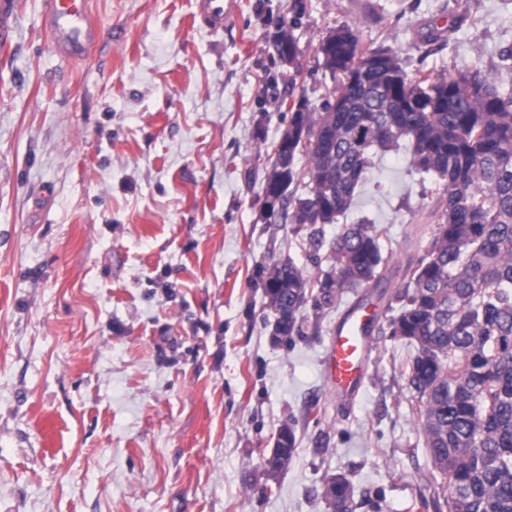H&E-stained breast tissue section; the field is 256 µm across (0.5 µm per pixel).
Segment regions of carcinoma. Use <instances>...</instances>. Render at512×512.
Masks as SVG:
<instances>
[{"label":"carcinoma","instance_id":"1","mask_svg":"<svg viewBox=\"0 0 512 512\" xmlns=\"http://www.w3.org/2000/svg\"><path fill=\"white\" fill-rule=\"evenodd\" d=\"M279 56H295L288 24L276 39ZM339 86L320 106L303 96L289 106L288 129L274 149L264 189L283 193V220L309 229L322 247V225L347 217L374 155L405 146L412 167L442 186L433 239L403 272L405 291L391 335L416 355L406 368L416 418L446 487L436 512H512V89L502 90L477 67L408 74L389 48L364 50L356 32L337 27L317 49ZM380 59L361 74L357 60ZM318 145H300L303 131ZM308 160L296 168L297 155ZM308 177L311 191L293 185ZM382 229L363 218L344 226L316 279L293 261L263 267L272 335L286 342L303 332L309 301L329 305L347 288L379 281ZM318 294H313V290ZM288 468L295 429L283 424ZM333 512H352L350 481L336 474Z\"/></svg>","mask_w":512,"mask_h":512}]
</instances>
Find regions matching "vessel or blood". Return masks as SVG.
<instances>
[{
  "label": "vessel or blood",
  "instance_id": "1",
  "mask_svg": "<svg viewBox=\"0 0 512 512\" xmlns=\"http://www.w3.org/2000/svg\"><path fill=\"white\" fill-rule=\"evenodd\" d=\"M197 14L213 30L224 26V0H198ZM42 26L60 57L72 61L86 57L100 42L101 29L93 19L88 0H45ZM367 307L350 311L337 323L324 359L328 388L340 398L355 397L362 386L370 353L366 328Z\"/></svg>",
  "mask_w": 512,
  "mask_h": 512
}]
</instances>
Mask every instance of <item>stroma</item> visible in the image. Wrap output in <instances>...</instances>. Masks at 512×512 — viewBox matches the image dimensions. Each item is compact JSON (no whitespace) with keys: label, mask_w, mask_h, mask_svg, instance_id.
<instances>
[{"label":"stroma","mask_w":512,"mask_h":512,"mask_svg":"<svg viewBox=\"0 0 512 512\" xmlns=\"http://www.w3.org/2000/svg\"><path fill=\"white\" fill-rule=\"evenodd\" d=\"M42 2L11 0L0 47V512H331L332 474L355 512L435 500L404 377L416 350L387 320L435 234L437 184L406 149L377 153L348 219L383 228L380 281L306 305L286 343L258 269L319 270L258 199L292 92L316 106L335 85L330 30L406 72L477 66L509 90L512 0H224L216 32L196 0H89L103 39L79 62L52 49ZM285 22L291 65L272 48ZM367 300L370 358L341 400L325 350ZM289 421L293 459L265 479ZM336 478V494L332 496L329 492H324V497L332 506L333 512H352L353 510V489L350 481L343 475H330ZM328 478V477H327ZM328 478V479H329ZM327 479V480H328ZM352 504V509H351Z\"/></svg>","instance_id":"1"}]
</instances>
